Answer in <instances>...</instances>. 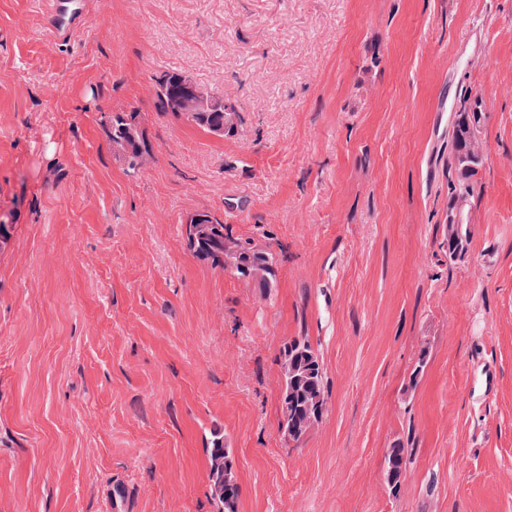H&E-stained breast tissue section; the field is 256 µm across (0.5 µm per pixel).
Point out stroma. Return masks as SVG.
Segmentation results:
<instances>
[{
    "mask_svg": "<svg viewBox=\"0 0 512 512\" xmlns=\"http://www.w3.org/2000/svg\"><path fill=\"white\" fill-rule=\"evenodd\" d=\"M89 13L65 48L43 0H0V512H215L216 427L238 512H512V0ZM172 68L233 103L241 134L158 115ZM468 90L486 152L452 262L445 159ZM130 105L155 151L135 178L100 132ZM200 210L272 246L275 288L191 254ZM296 336L329 394L298 446L278 426ZM211 498L217 512H237L240 485L231 448L224 441L222 429L210 432L207 447ZM407 449L401 441L387 448L385 455V476L388 487L394 492L400 486L407 465Z\"/></svg>",
    "mask_w": 512,
    "mask_h": 512,
    "instance_id": "1",
    "label": "stroma"
}]
</instances>
